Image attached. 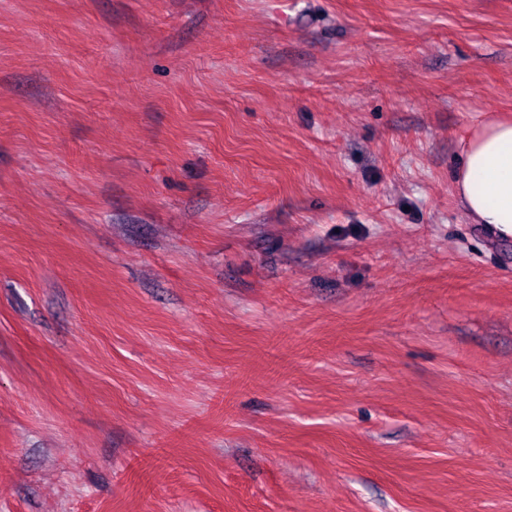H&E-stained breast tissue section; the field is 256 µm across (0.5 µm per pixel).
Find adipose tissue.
I'll list each match as a JSON object with an SVG mask.
<instances>
[{"instance_id": "ef3b65f1", "label": "adipose tissue", "mask_w": 512, "mask_h": 512, "mask_svg": "<svg viewBox=\"0 0 512 512\" xmlns=\"http://www.w3.org/2000/svg\"><path fill=\"white\" fill-rule=\"evenodd\" d=\"M455 190L471 223L512 238V119L488 120L467 141Z\"/></svg>"}]
</instances>
